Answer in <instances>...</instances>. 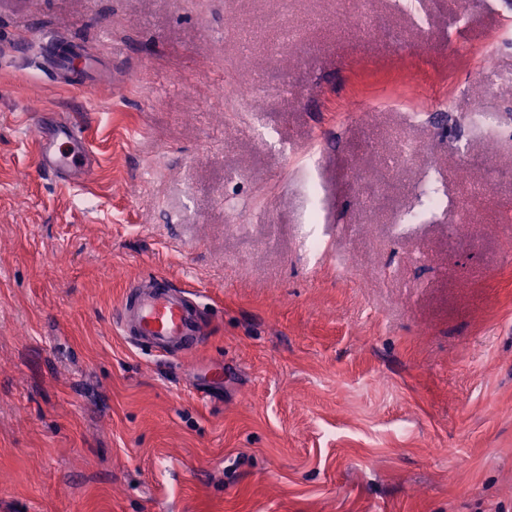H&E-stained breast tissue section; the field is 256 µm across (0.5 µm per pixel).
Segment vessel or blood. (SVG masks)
I'll return each mask as SVG.
<instances>
[{
	"mask_svg": "<svg viewBox=\"0 0 512 512\" xmlns=\"http://www.w3.org/2000/svg\"><path fill=\"white\" fill-rule=\"evenodd\" d=\"M37 142L44 171L75 183L87 181L94 173L96 157L73 122L62 119L40 126ZM115 328L131 345L177 359L194 353L205 333L195 295L175 287L163 275L130 282Z\"/></svg>",
	"mask_w": 512,
	"mask_h": 512,
	"instance_id": "obj_1",
	"label": "vessel or blood"
}]
</instances>
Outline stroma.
Here are the masks:
<instances>
[{"mask_svg": "<svg viewBox=\"0 0 512 512\" xmlns=\"http://www.w3.org/2000/svg\"><path fill=\"white\" fill-rule=\"evenodd\" d=\"M417 7L0 0V512H512V7ZM285 11L316 24L281 41ZM271 59L287 92L225 112ZM61 113L82 184L39 169ZM428 174L468 223L397 229ZM149 274L198 292L194 356L117 334Z\"/></svg>", "mask_w": 512, "mask_h": 512, "instance_id": "stroma-1", "label": "stroma"}]
</instances>
